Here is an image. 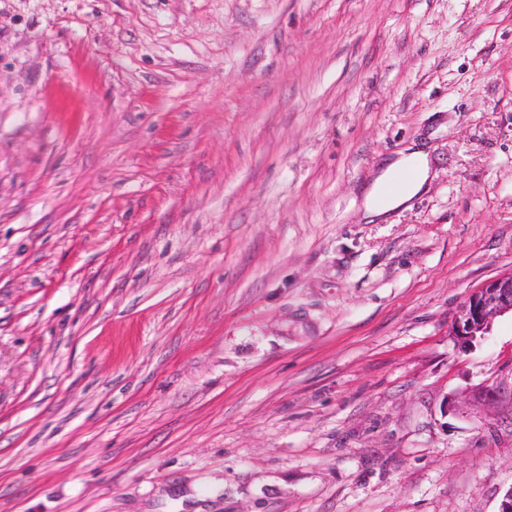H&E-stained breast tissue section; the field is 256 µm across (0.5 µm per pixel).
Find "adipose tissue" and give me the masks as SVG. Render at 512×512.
<instances>
[{
	"label": "adipose tissue",
	"instance_id": "obj_1",
	"mask_svg": "<svg viewBox=\"0 0 512 512\" xmlns=\"http://www.w3.org/2000/svg\"><path fill=\"white\" fill-rule=\"evenodd\" d=\"M406 169L413 170V179L393 194L383 195V187L393 179L396 173ZM430 173L431 166L428 155L419 149L408 151L389 164L376 179L369 192L366 207L368 221L382 220L390 212L406 207L410 200L423 189Z\"/></svg>",
	"mask_w": 512,
	"mask_h": 512
}]
</instances>
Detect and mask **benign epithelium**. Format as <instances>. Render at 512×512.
<instances>
[{"mask_svg":"<svg viewBox=\"0 0 512 512\" xmlns=\"http://www.w3.org/2000/svg\"><path fill=\"white\" fill-rule=\"evenodd\" d=\"M508 312L512 313V273L490 279L475 289L454 314L448 335L465 351L490 332L496 317Z\"/></svg>","mask_w":512,"mask_h":512,"instance_id":"7a95c632","label":"benign epithelium"}]
</instances>
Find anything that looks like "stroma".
<instances>
[{
    "label": "stroma",
    "mask_w": 512,
    "mask_h": 512,
    "mask_svg": "<svg viewBox=\"0 0 512 512\" xmlns=\"http://www.w3.org/2000/svg\"><path fill=\"white\" fill-rule=\"evenodd\" d=\"M511 272L512 0H0V512H497ZM411 169L414 177L401 186L393 194L382 198V189L399 171ZM431 173L428 154L416 149L402 152L401 157L389 164L376 179L367 198V222L385 220L390 212L406 207L410 200L417 195L428 181ZM508 312L512 313V273L476 288L454 314L448 334L460 350L466 351L490 332L497 316Z\"/></svg>",
    "instance_id": "35a3bbf8"
}]
</instances>
